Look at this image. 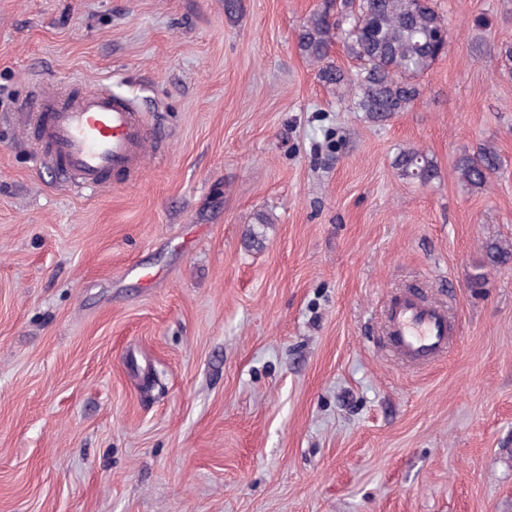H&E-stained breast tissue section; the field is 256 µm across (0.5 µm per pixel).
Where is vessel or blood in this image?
<instances>
[{
    "label": "vessel or blood",
    "instance_id": "vessel-or-blood-1",
    "mask_svg": "<svg viewBox=\"0 0 512 512\" xmlns=\"http://www.w3.org/2000/svg\"><path fill=\"white\" fill-rule=\"evenodd\" d=\"M19 109L37 157L67 186L101 187L112 174L138 171L144 163L151 132L141 113L111 88L68 93L40 83ZM389 322L399 351L418 362L435 358L451 332L446 315L413 294L392 306Z\"/></svg>",
    "mask_w": 512,
    "mask_h": 512
}]
</instances>
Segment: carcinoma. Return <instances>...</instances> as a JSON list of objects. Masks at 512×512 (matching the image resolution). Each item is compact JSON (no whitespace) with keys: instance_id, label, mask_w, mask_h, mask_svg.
<instances>
[{"instance_id":"1","label":"carcinoma","mask_w":512,"mask_h":512,"mask_svg":"<svg viewBox=\"0 0 512 512\" xmlns=\"http://www.w3.org/2000/svg\"><path fill=\"white\" fill-rule=\"evenodd\" d=\"M446 30L448 24L432 0H338L336 18H331L328 7L309 15L297 33V47L319 67L322 81L338 88L355 86V108L382 121L407 111L421 96L420 78L444 53L441 33ZM340 37L348 55L358 62L352 74L329 56ZM499 165L496 150L484 146L461 152L454 171L462 186L483 191ZM394 166L401 178L423 184L437 174L434 160L419 149L401 152ZM486 259L492 267L512 262V243H488Z\"/></svg>"}]
</instances>
